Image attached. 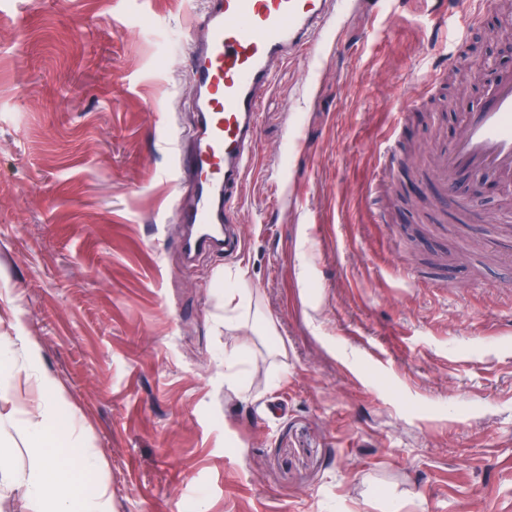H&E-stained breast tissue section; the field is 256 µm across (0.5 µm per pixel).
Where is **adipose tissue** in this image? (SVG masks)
<instances>
[{"label": "adipose tissue", "mask_w": 512, "mask_h": 512, "mask_svg": "<svg viewBox=\"0 0 512 512\" xmlns=\"http://www.w3.org/2000/svg\"><path fill=\"white\" fill-rule=\"evenodd\" d=\"M37 348L26 336L0 338V394L11 389L15 369H23L27 378L37 382L43 397L25 411L23 430L33 450L27 469L17 470L12 457L0 451V482L18 480L34 500L36 512H109L108 492L100 490L85 498L75 483V471L97 472L98 459L80 449L70 419L55 413L46 396L54 384L34 364Z\"/></svg>", "instance_id": "obj_1"}]
</instances>
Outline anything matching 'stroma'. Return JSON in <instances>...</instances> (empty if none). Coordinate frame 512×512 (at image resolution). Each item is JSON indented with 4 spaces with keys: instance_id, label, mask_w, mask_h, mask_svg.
<instances>
[{
    "instance_id": "35a3bbf8",
    "label": "stroma",
    "mask_w": 512,
    "mask_h": 512,
    "mask_svg": "<svg viewBox=\"0 0 512 512\" xmlns=\"http://www.w3.org/2000/svg\"><path fill=\"white\" fill-rule=\"evenodd\" d=\"M191 0H0V336L24 327L112 512H512V191L406 183L378 149L448 116L391 103L443 65L431 0H351L282 64L239 192L241 249L186 263L176 154L193 121ZM303 145L286 150L290 123ZM462 260L432 267L445 246ZM248 315L224 323L237 275ZM237 353L243 388L224 383Z\"/></svg>"
}]
</instances>
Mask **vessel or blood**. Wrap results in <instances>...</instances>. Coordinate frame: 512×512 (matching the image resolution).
I'll use <instances>...</instances> for the list:
<instances>
[{
  "label": "vessel or blood",
  "instance_id": "vessel-or-blood-1",
  "mask_svg": "<svg viewBox=\"0 0 512 512\" xmlns=\"http://www.w3.org/2000/svg\"><path fill=\"white\" fill-rule=\"evenodd\" d=\"M347 0H200L192 24L206 37L190 66L194 124L177 167L190 188L176 209L188 231L186 258L231 250L238 190L256 154L263 94L276 68L298 52L315 53L340 25ZM445 174L512 171V73H496L486 97L466 109L461 133L441 152Z\"/></svg>",
  "mask_w": 512,
  "mask_h": 512
}]
</instances>
